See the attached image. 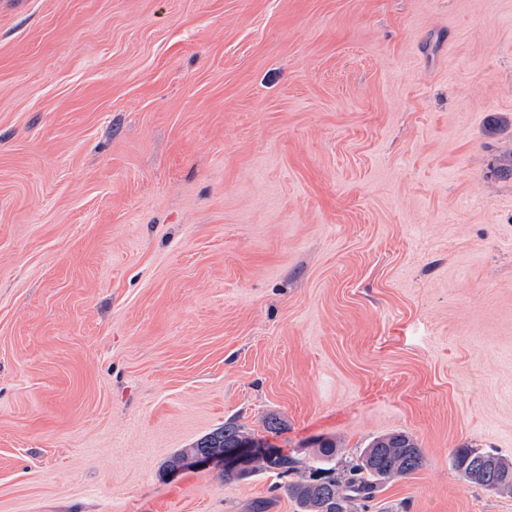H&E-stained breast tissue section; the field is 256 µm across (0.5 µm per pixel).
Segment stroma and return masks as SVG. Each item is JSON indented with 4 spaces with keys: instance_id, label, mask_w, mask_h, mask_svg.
<instances>
[{
    "instance_id": "35a3bbf8",
    "label": "stroma",
    "mask_w": 512,
    "mask_h": 512,
    "mask_svg": "<svg viewBox=\"0 0 512 512\" xmlns=\"http://www.w3.org/2000/svg\"><path fill=\"white\" fill-rule=\"evenodd\" d=\"M511 165L512 0H0V512H296L230 419L512 512ZM449 465L464 481L487 490L512 494V462L479 448H455Z\"/></svg>"
}]
</instances>
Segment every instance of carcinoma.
Masks as SVG:
<instances>
[{"instance_id": "obj_1", "label": "carcinoma", "mask_w": 512, "mask_h": 512, "mask_svg": "<svg viewBox=\"0 0 512 512\" xmlns=\"http://www.w3.org/2000/svg\"><path fill=\"white\" fill-rule=\"evenodd\" d=\"M258 442L241 426L228 422L180 452L172 467L185 466L194 457L230 458L239 449ZM318 452L307 463L276 450L273 455H255L242 461L234 475L224 479H248L262 471L301 474L288 482V498L297 512H366L381 488L403 479L425 464L423 452L412 436L397 432L373 439L355 461L332 464L338 445L333 439L317 441ZM449 465L464 481L487 490L512 494V462L478 448L462 446L452 451Z\"/></svg>"}]
</instances>
